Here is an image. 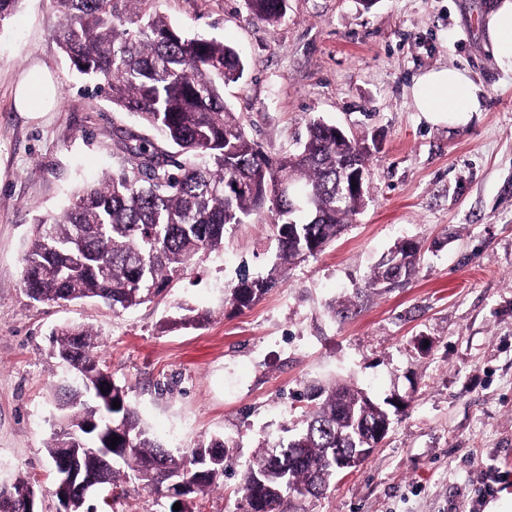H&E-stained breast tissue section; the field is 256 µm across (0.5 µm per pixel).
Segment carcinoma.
<instances>
[{"instance_id":"1","label":"carcinoma","mask_w":512,"mask_h":512,"mask_svg":"<svg viewBox=\"0 0 512 512\" xmlns=\"http://www.w3.org/2000/svg\"><path fill=\"white\" fill-rule=\"evenodd\" d=\"M287 0H251V14L277 23ZM57 43L72 66L100 82L121 112L153 129L167 148L133 132L123 150L131 164L81 186L58 212L35 219L22 257V285L36 302L98 299L126 311L153 301L187 267L219 249L227 227L266 222L277 262L264 276L240 275L227 300L248 308L282 281L283 267L323 251L361 213L369 198L340 190L342 170H369L367 140L339 145L321 118L307 124L298 150L273 158L246 133L224 103V85L239 80L242 53L218 38L191 36L160 11L158 0H54ZM419 246L402 240L372 271L365 286L418 269ZM51 355L67 367L56 398L64 428L47 443L51 461L73 450L80 477L117 487L128 477L164 492L179 512L193 496L240 475L238 512H295V500L317 496L344 471L362 464L370 425L391 423L390 412L363 391L334 384L299 395L305 402L293 437L264 443L236 468L221 437L177 457L142 424L100 361L98 334L62 326L49 337ZM120 402L115 409L112 401ZM112 423L111 453L101 431ZM13 512L36 496L21 477L1 481Z\"/></svg>"}]
</instances>
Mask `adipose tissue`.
<instances>
[{"label": "adipose tissue", "mask_w": 512, "mask_h": 512, "mask_svg": "<svg viewBox=\"0 0 512 512\" xmlns=\"http://www.w3.org/2000/svg\"><path fill=\"white\" fill-rule=\"evenodd\" d=\"M485 37L494 56L512 64V0H495L485 16ZM418 112L434 124L449 115L468 116L478 111V90L463 70L441 68L419 75L412 88ZM59 100L58 88L48 71L33 68L18 84L15 107L21 112H42Z\"/></svg>", "instance_id": "1"}]
</instances>
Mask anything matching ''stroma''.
Masks as SVG:
<instances>
[{"mask_svg":"<svg viewBox=\"0 0 512 512\" xmlns=\"http://www.w3.org/2000/svg\"><path fill=\"white\" fill-rule=\"evenodd\" d=\"M490 4L288 0L273 25L245 0H160L188 33L241 50L246 68L224 101L268 154L297 150L314 117L380 150L363 212L251 307L235 309L225 294L240 271L263 274L275 262L264 223L229 227L220 250L152 302L116 312L100 301L36 302L21 286L35 218L128 165L120 137L141 130L69 66L53 0H23L0 25V479L35 481L41 512H57L46 444L61 426L62 369L49 335L83 325L174 455L220 436L244 465L262 441L298 425L297 394L346 383L404 410L361 466L300 512H489L483 482L512 471V66L486 46ZM37 64L58 79L60 104L16 111L14 89ZM441 67L466 70L479 89L467 123L432 125L415 107V78ZM403 239L421 246L416 274L366 287ZM344 300L352 310L333 314ZM185 307L209 312L208 322L178 325ZM123 487L99 512H168L150 488Z\"/></svg>","mask_w":512,"mask_h":512,"instance_id":"35a3bbf8","label":"stroma"}]
</instances>
